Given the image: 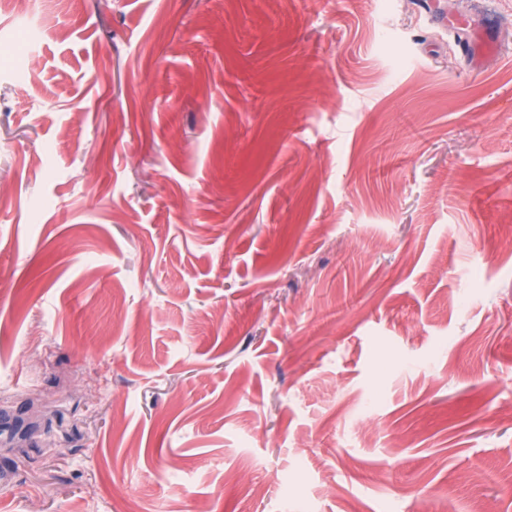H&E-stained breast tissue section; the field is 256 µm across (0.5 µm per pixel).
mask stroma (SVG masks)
Segmentation results:
<instances>
[{"label": "stroma", "instance_id": "35a3bbf8", "mask_svg": "<svg viewBox=\"0 0 512 512\" xmlns=\"http://www.w3.org/2000/svg\"><path fill=\"white\" fill-rule=\"evenodd\" d=\"M2 414L0 512H512V0L0 10ZM457 28L468 32L461 43V50L469 60L476 61L497 52V27L496 20L492 15H486V23L481 30L468 31L469 25L464 24L457 26Z\"/></svg>", "mask_w": 512, "mask_h": 512}]
</instances>
